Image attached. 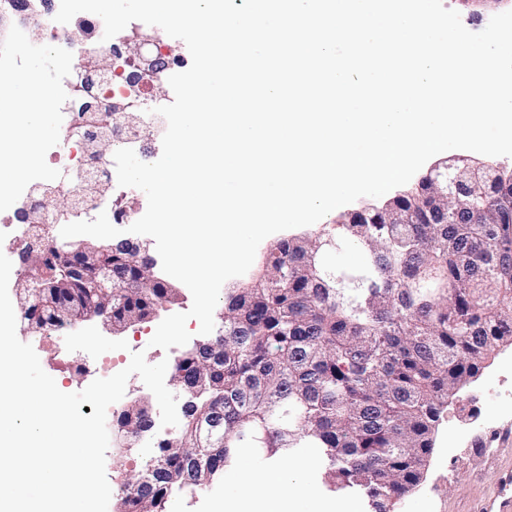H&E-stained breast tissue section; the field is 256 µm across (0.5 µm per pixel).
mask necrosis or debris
Returning a JSON list of instances; mask_svg holds the SVG:
<instances>
[{
	"label": "necrosis or debris",
	"instance_id": "necrosis-or-debris-1",
	"mask_svg": "<svg viewBox=\"0 0 512 512\" xmlns=\"http://www.w3.org/2000/svg\"><path fill=\"white\" fill-rule=\"evenodd\" d=\"M59 7L60 0H48L45 10L32 15L11 35L19 52L50 56L67 63L68 68L63 72L52 103L58 116L56 142L36 145L30 159L29 177L0 188V245L10 250L44 241L41 224L32 221L25 206L42 168H54L57 188L70 189L74 194L86 192V201L79 211L87 215L100 205L94 194L98 186V170L88 165L85 157L87 134L108 128L110 141L117 149L140 144L150 136L149 122L143 121L131 127L105 110L107 102L121 101L136 111L152 97L154 81L148 77L136 78L137 67L125 52L126 40L138 36L153 38L155 48L170 56L166 68L170 74L178 71L181 62L190 58L189 51L185 49L179 51L178 55H170L169 42L157 38L154 27L139 21L128 24L120 40L111 43L104 41L100 37L104 28L102 19L86 12L77 14L74 21L85 28L89 35L88 44L83 54H74L71 43L60 41L56 36L59 24L54 17ZM107 53L112 56L113 68L86 75L83 64ZM62 143L70 146L69 154H60L58 146Z\"/></svg>",
	"mask_w": 512,
	"mask_h": 512
}]
</instances>
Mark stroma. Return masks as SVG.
<instances>
[{
    "mask_svg": "<svg viewBox=\"0 0 512 512\" xmlns=\"http://www.w3.org/2000/svg\"><path fill=\"white\" fill-rule=\"evenodd\" d=\"M192 295L188 288H181L179 300L165 306L157 316L128 327L122 339L129 344L122 351V364H129L130 354L144 352L148 363L175 359L180 348L163 350L148 346L146 339L154 335L162 319L175 313L188 311ZM479 421L485 428L512 427V344L500 346L481 374L450 400L435 432V442L429 465L420 485L403 498L396 512H469L470 504L498 477V463H512V454L502 453L498 460H491L487 449L471 444L475 436L472 421ZM171 426L154 425L146 436L133 445H126L118 435H111L106 454V475L112 489L108 512H118V487L122 477H133L158 453L159 443L174 434ZM236 491L229 477H222L217 484L193 492L173 495L176 512H209L213 503L232 496Z\"/></svg>",
    "mask_w": 512,
    "mask_h": 512,
    "instance_id": "1",
    "label": "stroma"
}]
</instances>
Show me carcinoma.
<instances>
[{"instance_id": "1", "label": "carcinoma", "mask_w": 512, "mask_h": 512, "mask_svg": "<svg viewBox=\"0 0 512 512\" xmlns=\"http://www.w3.org/2000/svg\"><path fill=\"white\" fill-rule=\"evenodd\" d=\"M349 250L358 265L339 262ZM38 253L19 289L30 334L106 306L123 330L179 296L158 279L126 287L144 276L129 250L106 256L121 275L108 296L91 272L72 278L59 250ZM265 265L225 293L215 335L175 361L182 425L121 484V512H167L174 491L218 479L237 448L265 460L307 448L326 487L392 512L423 479L449 399L512 342V170L459 182L446 205L424 176L387 209L281 239ZM112 422L134 440L153 428L142 399Z\"/></svg>"}]
</instances>
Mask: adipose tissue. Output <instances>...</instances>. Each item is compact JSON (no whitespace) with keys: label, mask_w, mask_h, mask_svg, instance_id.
Masks as SVG:
<instances>
[{"label":"adipose tissue","mask_w":512,"mask_h":512,"mask_svg":"<svg viewBox=\"0 0 512 512\" xmlns=\"http://www.w3.org/2000/svg\"><path fill=\"white\" fill-rule=\"evenodd\" d=\"M48 103V96L42 94L32 102L23 120L10 114L0 118L1 184H9L17 173L15 146L38 129L39 116ZM233 479L236 493L213 504L212 512H296L298 501L313 495L312 489L293 481L287 470L277 464L259 477L247 468H239Z\"/></svg>","instance_id":"ef3b65f1"}]
</instances>
